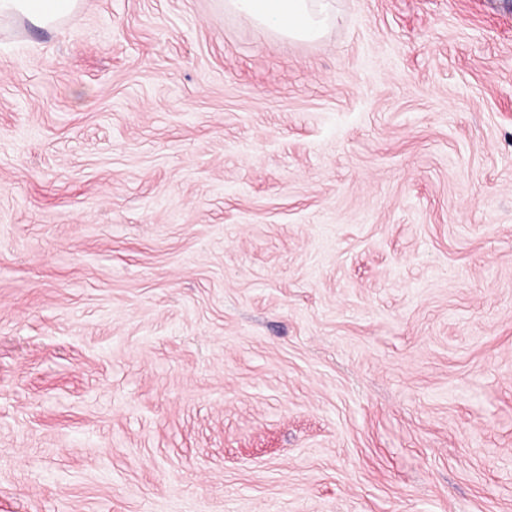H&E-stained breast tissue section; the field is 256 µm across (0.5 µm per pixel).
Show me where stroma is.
Listing matches in <instances>:
<instances>
[{
  "label": "stroma",
  "instance_id": "35a3bbf8",
  "mask_svg": "<svg viewBox=\"0 0 512 512\" xmlns=\"http://www.w3.org/2000/svg\"><path fill=\"white\" fill-rule=\"evenodd\" d=\"M0 18V512H512V0ZM331 0H228L243 16L264 25L274 19L277 31L290 38L314 40L321 37L331 18Z\"/></svg>",
  "mask_w": 512,
  "mask_h": 512
}]
</instances>
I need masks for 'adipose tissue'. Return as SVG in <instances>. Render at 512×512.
Wrapping results in <instances>:
<instances>
[{
  "label": "adipose tissue",
  "mask_w": 512,
  "mask_h": 512,
  "mask_svg": "<svg viewBox=\"0 0 512 512\" xmlns=\"http://www.w3.org/2000/svg\"><path fill=\"white\" fill-rule=\"evenodd\" d=\"M252 22L275 20L280 34L299 40L321 37L331 18V0H228ZM78 0H0V16L21 15L33 26L51 28L69 15Z\"/></svg>",
  "instance_id": "ef3b65f1"
}]
</instances>
